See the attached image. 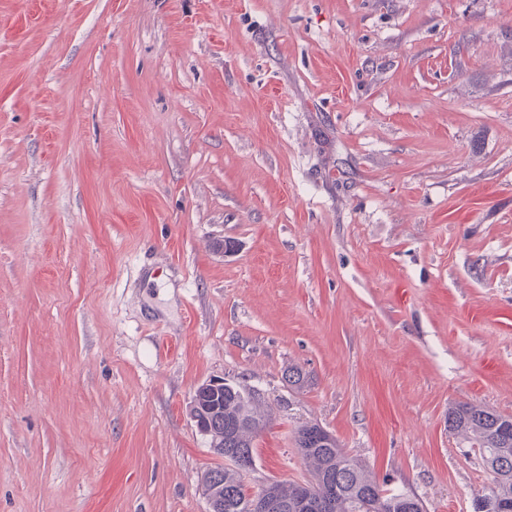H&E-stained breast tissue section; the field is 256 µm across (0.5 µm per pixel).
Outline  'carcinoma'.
<instances>
[{
	"instance_id": "cac0c4a2",
	"label": "carcinoma",
	"mask_w": 512,
	"mask_h": 512,
	"mask_svg": "<svg viewBox=\"0 0 512 512\" xmlns=\"http://www.w3.org/2000/svg\"><path fill=\"white\" fill-rule=\"evenodd\" d=\"M251 391L252 388L239 385L235 392H226L224 398L218 399V409L198 412L209 425L210 448L216 454L232 452L254 457L256 439L270 421L271 406L264 398L251 397ZM448 429L478 449L483 464L493 474V486L476 502L512 506L509 417L478 405L462 404L448 410ZM321 430V425L312 422L296 428V448L309 467L311 479L302 485L275 481L282 503H293L306 494L331 498L332 512H406L405 493L380 485L367 466L349 456L337 441L317 444L315 438ZM201 489L224 497V512H246L250 493L236 468L207 470Z\"/></svg>"
}]
</instances>
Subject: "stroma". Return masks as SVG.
<instances>
[{"label": "stroma", "mask_w": 512, "mask_h": 512, "mask_svg": "<svg viewBox=\"0 0 512 512\" xmlns=\"http://www.w3.org/2000/svg\"><path fill=\"white\" fill-rule=\"evenodd\" d=\"M218 377L272 407L249 491L309 479L311 421L474 512L448 410L512 417V0H0V512H208Z\"/></svg>", "instance_id": "35a3bbf8"}]
</instances>
